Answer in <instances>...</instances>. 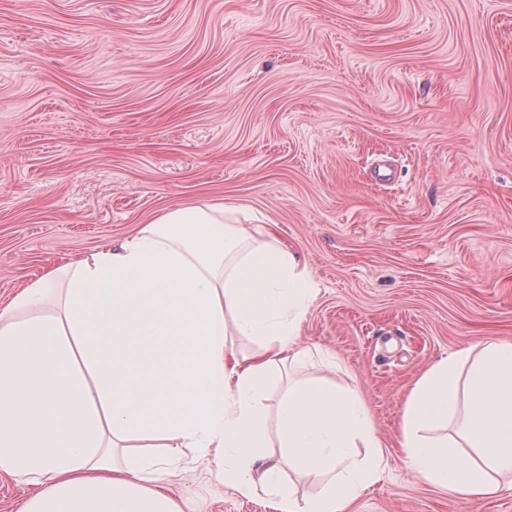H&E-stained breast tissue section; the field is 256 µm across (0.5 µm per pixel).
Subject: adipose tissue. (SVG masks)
<instances>
[{"instance_id":"ef3b65f1","label":"adipose tissue","mask_w":512,"mask_h":512,"mask_svg":"<svg viewBox=\"0 0 512 512\" xmlns=\"http://www.w3.org/2000/svg\"><path fill=\"white\" fill-rule=\"evenodd\" d=\"M316 295L294 250L209 200L29 282L0 310V474L26 489L18 512H184L171 457L127 454L135 441L191 449L215 491L277 512H349L383 457L361 393L292 377L264 425L273 369L313 357L298 338ZM231 333L259 349L230 352ZM401 438L405 469L431 485L512 492V340L435 360ZM300 480L317 491L298 495Z\"/></svg>"}]
</instances>
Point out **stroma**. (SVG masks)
I'll return each instance as SVG.
<instances>
[{
	"instance_id": "1",
	"label": "stroma",
	"mask_w": 512,
	"mask_h": 512,
	"mask_svg": "<svg viewBox=\"0 0 512 512\" xmlns=\"http://www.w3.org/2000/svg\"><path fill=\"white\" fill-rule=\"evenodd\" d=\"M221 200L318 288L301 341L365 397L353 512H512L403 464L434 360L512 340V0H0V307L162 209ZM167 483L198 512H275Z\"/></svg>"
}]
</instances>
